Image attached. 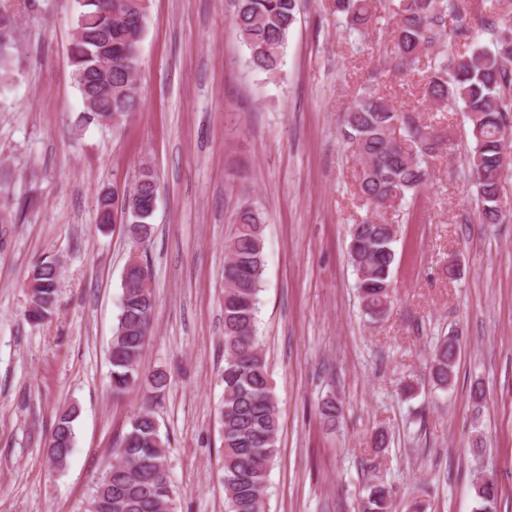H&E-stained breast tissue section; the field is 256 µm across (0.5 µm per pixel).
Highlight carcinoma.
I'll return each mask as SVG.
<instances>
[{"instance_id":"cac0c4a2","label":"carcinoma","mask_w":512,"mask_h":512,"mask_svg":"<svg viewBox=\"0 0 512 512\" xmlns=\"http://www.w3.org/2000/svg\"><path fill=\"white\" fill-rule=\"evenodd\" d=\"M73 36L68 49L72 76L83 102L82 118L103 123L137 111L139 47L147 23V0H75ZM298 0H235L232 25L249 52V65L276 75L288 35L296 22ZM334 13L349 34L365 36L387 15L393 19L391 53L399 66L420 76L425 102L438 112H462L469 124L467 163L475 188L478 221L501 224L506 212L500 186L506 168L504 133L512 130V0H334ZM19 9L0 4V85L9 78L19 41ZM489 44L473 42L474 31ZM343 138L359 166L355 194L366 215L348 230L347 260L357 277L362 309L373 322L390 310L391 277L396 261L393 234L385 208L401 211L431 180L429 160L449 150L432 127L415 120L374 90L360 94L343 115ZM157 176L141 165L129 208L157 193ZM224 267V394L220 404L224 457L221 465L227 512H263L268 470L278 452L277 401L257 331L258 294L263 280L264 222L250 204L238 206L228 239ZM60 273L51 261L39 262L28 283L38 324L56 304ZM120 312L108 350L110 388L119 397L146 386L148 401L131 419L112 449L113 462L103 470L86 500L84 512H175L168 474V438L162 437L152 401L166 389L165 371L145 374L139 358L148 340L155 310L152 290L121 283ZM460 348L457 336L434 345L429 365L435 387L448 390ZM318 415L329 428L343 415L342 403L327 397ZM77 408L56 417L47 454L56 466L73 448ZM391 442L377 430L370 437L374 456ZM474 512H494L499 483L494 475L473 483ZM393 492L376 477L365 479L357 512H392Z\"/></svg>"}]
</instances>
